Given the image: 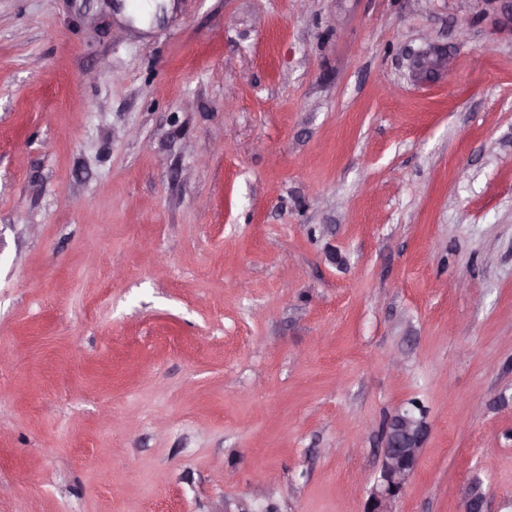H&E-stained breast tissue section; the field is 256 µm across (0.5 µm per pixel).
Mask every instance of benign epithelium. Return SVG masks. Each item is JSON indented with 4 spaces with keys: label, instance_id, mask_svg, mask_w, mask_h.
<instances>
[{
    "label": "benign epithelium",
    "instance_id": "benign-epithelium-1",
    "mask_svg": "<svg viewBox=\"0 0 512 512\" xmlns=\"http://www.w3.org/2000/svg\"><path fill=\"white\" fill-rule=\"evenodd\" d=\"M498 22L512 28V0H484ZM426 426L415 407L395 413L385 426L382 462L374 477L365 512H392L413 477L422 452Z\"/></svg>",
    "mask_w": 512,
    "mask_h": 512
}]
</instances>
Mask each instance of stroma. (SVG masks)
<instances>
[{
    "instance_id": "35a3bbf8",
    "label": "stroma",
    "mask_w": 512,
    "mask_h": 512,
    "mask_svg": "<svg viewBox=\"0 0 512 512\" xmlns=\"http://www.w3.org/2000/svg\"><path fill=\"white\" fill-rule=\"evenodd\" d=\"M153 2L0 0V512H512V32ZM415 405L395 413L385 426L382 462L374 477L365 512H392L413 477L422 452L426 426Z\"/></svg>"
}]
</instances>
